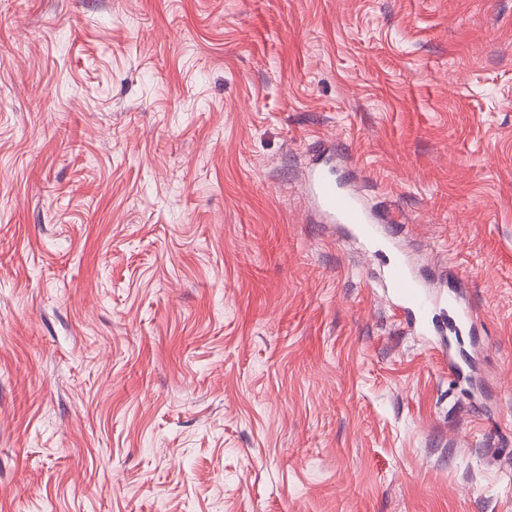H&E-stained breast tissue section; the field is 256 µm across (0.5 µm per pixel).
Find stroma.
<instances>
[{
	"label": "stroma",
	"mask_w": 512,
	"mask_h": 512,
	"mask_svg": "<svg viewBox=\"0 0 512 512\" xmlns=\"http://www.w3.org/2000/svg\"><path fill=\"white\" fill-rule=\"evenodd\" d=\"M0 512H512V0H0ZM303 186L328 221L348 224L351 230L368 242L381 236V229L364 207L361 196L340 182L329 166L319 164L311 168L303 180ZM391 255V261L383 275V288H388L389 299L400 320L425 330L420 319L428 307L427 292L408 273L405 257L398 251Z\"/></svg>",
	"instance_id": "1"
}]
</instances>
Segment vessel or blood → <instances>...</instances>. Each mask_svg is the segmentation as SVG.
<instances>
[{
    "instance_id": "1",
    "label": "vessel or blood",
    "mask_w": 512,
    "mask_h": 512,
    "mask_svg": "<svg viewBox=\"0 0 512 512\" xmlns=\"http://www.w3.org/2000/svg\"><path fill=\"white\" fill-rule=\"evenodd\" d=\"M303 186L328 221L350 226L368 242L380 237L381 230L364 207L361 196L340 182L329 166L319 164L311 168L303 180ZM383 282L400 320L413 326L419 325L428 307L429 297L408 273L406 260L400 252H393Z\"/></svg>"
}]
</instances>
